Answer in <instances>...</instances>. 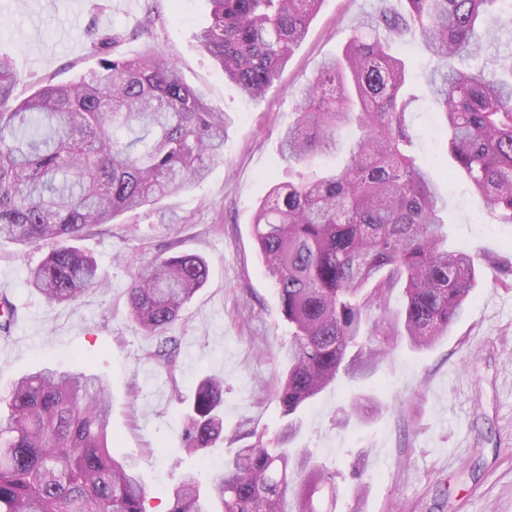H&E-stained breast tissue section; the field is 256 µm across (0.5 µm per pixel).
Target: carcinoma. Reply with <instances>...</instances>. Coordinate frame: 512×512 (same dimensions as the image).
<instances>
[{"instance_id": "obj_1", "label": "carcinoma", "mask_w": 512, "mask_h": 512, "mask_svg": "<svg viewBox=\"0 0 512 512\" xmlns=\"http://www.w3.org/2000/svg\"><path fill=\"white\" fill-rule=\"evenodd\" d=\"M198 45L243 98L261 99L304 40L321 0H210ZM377 0L341 54L320 62L295 91L296 120L280 160L343 167L272 186L253 215V235L282 314L293 326L288 369L275 396L288 416L275 447L259 438L213 471L207 495L193 475L167 492V512H335L336 473L306 448H291L300 410L342 373L379 366L404 336L427 349L448 335L476 287L477 255L448 250L447 200L430 166L417 163L411 114L420 97L391 44L419 41L432 67L427 96L443 114L448 153L493 220L512 224V45L509 0ZM496 34H490L487 17ZM495 51L465 71L456 62L488 41ZM20 78L0 57V242L53 243L27 286L51 304L76 303L107 280L74 242L123 214L154 206L203 180L223 160L230 123L177 65L148 47L135 58H100L67 84L14 97ZM208 280L194 253L159 254L132 278L130 319L159 339L145 359L171 371L168 335ZM403 288L401 323L368 322ZM17 307L0 300V333ZM224 380L199 381L183 423L182 448L201 453L224 433ZM0 414V512H146L132 466L109 449L112 401L90 371L43 368L14 381Z\"/></svg>"}]
</instances>
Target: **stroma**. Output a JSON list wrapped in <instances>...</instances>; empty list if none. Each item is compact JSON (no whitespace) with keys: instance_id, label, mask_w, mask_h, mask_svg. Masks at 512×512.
<instances>
[{"instance_id":"35a3bbf8","label":"stroma","mask_w":512,"mask_h":512,"mask_svg":"<svg viewBox=\"0 0 512 512\" xmlns=\"http://www.w3.org/2000/svg\"><path fill=\"white\" fill-rule=\"evenodd\" d=\"M373 0H322L308 34L265 98L243 100L202 53L194 33L210 20L209 0H0V56L25 98L46 81L66 83L96 67L100 53L137 56L155 46L189 85L229 116L224 159L207 179L156 206L122 216L103 235L80 241L108 285L74 304H48L26 284L46 248L0 245V282L18 307L0 334V397L14 378L49 364L104 375L112 392V454L133 462L148 490L147 512H166V493L189 471L221 464L232 449L276 438L287 422L275 378L287 367L290 329L252 234L256 207L272 182L311 177L279 163L283 129L296 118L297 88L321 60L340 54ZM416 154L436 167L447 198L448 245L480 255L478 285L448 335L424 350L407 341L370 375L339 378L298 418L295 447L337 470L336 512H349V465L368 481L362 512H512V224L480 211L455 172L435 105L414 114ZM200 255L209 278L171 333L175 373L145 359L156 344L129 319L126 290L137 266L169 246ZM224 379V436L203 454L182 450L187 406L199 381ZM378 412L337 426L354 396Z\"/></svg>"}]
</instances>
